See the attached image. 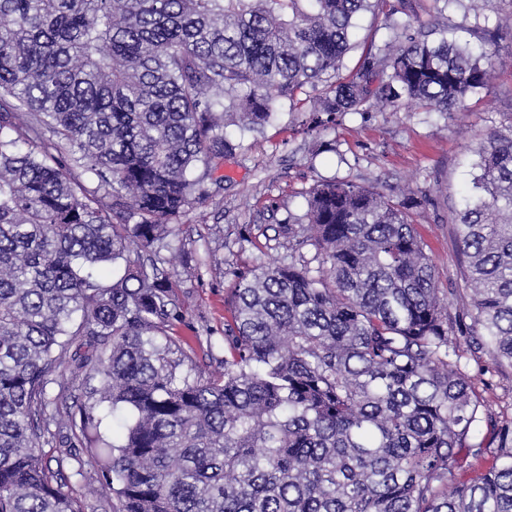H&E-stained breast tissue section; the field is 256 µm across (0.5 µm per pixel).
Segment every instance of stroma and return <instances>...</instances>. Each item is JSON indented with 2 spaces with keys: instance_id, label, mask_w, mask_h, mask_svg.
Wrapping results in <instances>:
<instances>
[{
  "instance_id": "1",
  "label": "stroma",
  "mask_w": 512,
  "mask_h": 512,
  "mask_svg": "<svg viewBox=\"0 0 512 512\" xmlns=\"http://www.w3.org/2000/svg\"><path fill=\"white\" fill-rule=\"evenodd\" d=\"M501 62L490 88L469 97L463 110L448 114L406 105L398 111L372 109L337 116L335 125L315 131L299 112H282L262 136L245 135L224 162V197L219 205L190 211L182 220L173 268L179 296L188 308L181 334L212 335V348H198L206 369L223 358L224 319L236 272L271 259H286L278 234L289 215L306 210L308 191L336 178L381 190L392 188L418 203L414 221L448 289L460 279L452 236L454 209L473 177L472 151L490 129L512 124V39L500 37ZM470 374L492 385L493 410L512 409V369L490 371L487 360H469Z\"/></svg>"
}]
</instances>
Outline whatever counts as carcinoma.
I'll return each mask as SVG.
<instances>
[{
	"instance_id": "1",
	"label": "carcinoma",
	"mask_w": 512,
	"mask_h": 512,
	"mask_svg": "<svg viewBox=\"0 0 512 512\" xmlns=\"http://www.w3.org/2000/svg\"><path fill=\"white\" fill-rule=\"evenodd\" d=\"M436 2L420 23L414 0H0V512H85L63 486L89 468L116 512H512V419L467 371L512 368V124L474 149L452 304L414 198L325 180L288 260L235 273L207 372L163 255L223 195L229 127L489 89L493 42L448 41ZM367 13L388 34L349 67ZM74 383L88 458L53 468L48 392Z\"/></svg>"
}]
</instances>
